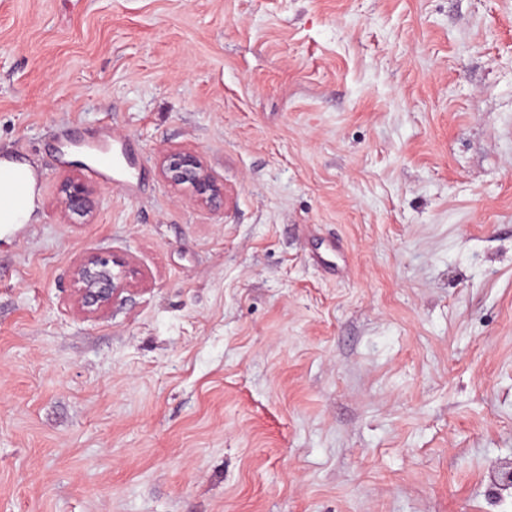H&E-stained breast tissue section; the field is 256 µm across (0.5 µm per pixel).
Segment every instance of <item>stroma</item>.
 Masks as SVG:
<instances>
[{"label": "stroma", "instance_id": "obj_1", "mask_svg": "<svg viewBox=\"0 0 512 512\" xmlns=\"http://www.w3.org/2000/svg\"><path fill=\"white\" fill-rule=\"evenodd\" d=\"M3 156L0 512H512V0H0ZM160 175L171 187L188 188L195 201L206 209L224 205V186L207 170L200 155L193 151L171 149L162 153ZM4 174L0 175V224H27L33 212L34 178L32 168L25 163L2 164ZM17 171L23 177L27 188L26 197L16 192L13 178L8 172ZM94 188L78 174L64 177L57 188L56 209L67 224H87L95 210ZM141 275L123 258L88 251L73 265V300L87 313L103 312L121 293L135 286Z\"/></svg>", "mask_w": 512, "mask_h": 512}]
</instances>
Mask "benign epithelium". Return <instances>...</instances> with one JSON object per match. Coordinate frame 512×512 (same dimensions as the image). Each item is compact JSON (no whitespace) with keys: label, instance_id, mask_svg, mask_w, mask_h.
I'll list each match as a JSON object with an SVG mask.
<instances>
[{"label":"benign epithelium","instance_id":"1","mask_svg":"<svg viewBox=\"0 0 512 512\" xmlns=\"http://www.w3.org/2000/svg\"><path fill=\"white\" fill-rule=\"evenodd\" d=\"M160 175L173 188L191 190L195 201L206 209L224 205V186L211 175L196 152L164 151ZM56 209L67 224L88 223L95 210L94 188L77 174L67 175L58 184ZM140 276L136 267L120 257L88 251L73 265V300L87 313L103 312L121 293L135 286ZM492 480L499 486L511 488L512 461L501 464Z\"/></svg>","mask_w":512,"mask_h":512}]
</instances>
